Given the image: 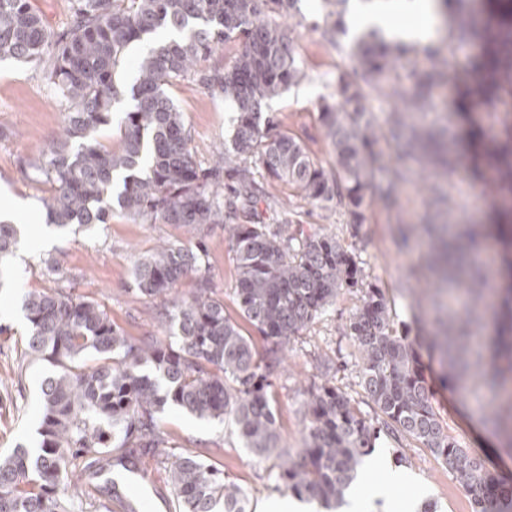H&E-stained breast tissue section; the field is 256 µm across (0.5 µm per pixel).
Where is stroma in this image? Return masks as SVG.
Listing matches in <instances>:
<instances>
[{
	"instance_id": "obj_1",
	"label": "stroma",
	"mask_w": 512,
	"mask_h": 512,
	"mask_svg": "<svg viewBox=\"0 0 512 512\" xmlns=\"http://www.w3.org/2000/svg\"><path fill=\"white\" fill-rule=\"evenodd\" d=\"M295 17L276 16V23L295 27L296 50L302 62L304 79L279 95L265 100L263 114L276 115L282 130L299 138L312 156L324 167H331L333 156L319 120L322 101H335L336 78L352 71V39L346 29H335L323 37L316 29L326 11L321 0H300ZM480 45H472L448 58V67L456 71L453 83L437 85L432 90L435 107L426 127L446 131L448 156L456 163L453 182L458 209L454 215L436 212L429 204L431 184L437 183L434 168L412 169L407 181L390 185V168L398 166L395 154H387L388 171L376 174L366 192L365 220L360 237H352L345 209H322L312 202L292 197L287 184L263 178L266 215L276 224L319 226L336 234L345 249L362 262L371 282L391 302L398 319L432 320L426 307H413L419 285L414 277L425 260L426 236L401 237L403 224H419L425 217L444 224H483L485 237L491 240L493 268L503 271L512 262V242L493 227L497 211L512 207V193L498 192L488 202L473 205L471 189L489 181L492 168L480 156H464L463 146L472 126H481L486 136L507 140L503 125L491 122L490 113H512V76L498 77L499 91L492 102H484L480 93ZM45 64H0V193L27 200L30 211L24 217L23 232L10 260L8 287H0V453L17 445L33 446L41 422V383L52 367L44 361L25 357L27 321L22 308L25 292L54 287L46 271L55 263L75 293L90 295L104 303L113 320L127 336L162 335L160 323L152 318L151 303L142 298L133 284L137 260L151 252L163 240H185L182 227L153 224L141 219L113 215L108 223L86 230L70 226L54 230L51 241H44V215L41 200L52 189L44 176L33 168L34 161L49 149L65 124V111L45 77ZM166 92L181 112L191 136V151L201 167H208L217 147L230 138L232 107L222 95L204 87L195 77L167 86ZM391 187L390 203L378 199L380 188ZM208 253L209 273L224 309L238 316L236 273L231 243L223 225L207 227L202 238ZM360 305L359 292L344 289L325 312L288 350V366L271 375L277 430L284 446L303 447L307 436L303 415L302 392L307 386L332 380L347 393L365 414H372L358 367L352 339L342 327ZM434 401L448 431L464 447L492 454L497 441L482 423L473 402L457 392L435 387ZM178 450H191L224 466V476L252 494L254 506L284 498L278 487L273 460L261 459L245 448L231 421L201 419L177 408H168L162 416ZM381 457L370 496L373 512H424L426 502H434L437 512H473L470 497L455 476L432 452L406 439L395 443L381 436L373 450ZM406 464H398V456ZM145 479H124L117 493L104 489L103 480L83 485L84 496L109 504L112 512H126L127 502L138 499L147 503L143 512H170L172 500L167 473L152 459H144ZM400 472L407 477L396 494H388L390 475Z\"/></svg>"
}]
</instances>
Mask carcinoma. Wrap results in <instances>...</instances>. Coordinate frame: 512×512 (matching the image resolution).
<instances>
[{"label":"carcinoma","instance_id":"cac0c4a2","mask_svg":"<svg viewBox=\"0 0 512 512\" xmlns=\"http://www.w3.org/2000/svg\"><path fill=\"white\" fill-rule=\"evenodd\" d=\"M299 0H74L76 28L52 38L30 0H0V60L48 62L46 77L65 106L61 138L40 166L54 185L42 207L56 226L76 223L87 229L119 212L152 223L178 224L197 235L222 224L231 241L241 315L261 334L257 355L251 337L224 313V300L212 286L202 247L164 242L139 259L134 283L140 296L157 300L156 318L168 324L174 340L155 336L133 340L112 322L108 309L63 288L25 294L27 354L53 371L42 381L39 441L19 445L0 457V512H84L74 481L76 461L84 460L88 481L101 473L98 462L127 472L142 458L170 464L169 485L175 512H251V494L224 479V471L192 451L172 456L173 439L160 414L176 406L200 418H229L238 437L255 455L273 459L280 487L325 509L345 500L379 429L408 437L429 449L459 479L473 512H512V482L485 458L461 446L448 433L433 401L422 351L440 357L439 383L463 397L499 391L481 418L512 455V288L499 293L495 314L496 357L486 360L470 337L487 325V282L473 250L484 227L460 224L450 241L436 224H404L402 236L428 235L422 295L438 313L448 310L452 291L465 306L439 318L427 341L394 327L392 305L366 282L364 268L336 237L300 224H270L259 210L263 193L255 178L262 169L288 183L293 195L324 209L347 208L352 236L363 228L367 178L385 168L375 149L391 139L421 168L438 166L451 176L455 167L437 134L411 124L406 114L425 112L429 89L451 78L446 58L432 53L431 70L412 72L414 93L389 80L406 52L381 32L371 30L353 49L354 75L337 78L336 98L320 106L336 166L328 171L295 136L278 129L261 111L264 100L305 77L292 31L267 19V13L298 11ZM463 14L448 32L453 54L470 34L496 25L488 39L493 75L512 66V0L487 5L482 0H441ZM241 51L222 69L199 70L197 63L226 43ZM137 44L147 51L135 63L126 90L119 74ZM191 74L233 105L230 142L209 168L191 154L190 135L164 86ZM378 89L400 104L390 111L388 128L373 115L365 87ZM129 93L128 108L117 116L114 104ZM117 123L121 148L98 141L101 128ZM494 166L512 171V140L487 147ZM233 183L219 192L221 176ZM17 230L0 222V260L16 248ZM194 282L183 296L176 288ZM355 288L361 305L345 324L357 348L362 387L376 416L363 414L338 387L324 382L305 392V447L292 454L280 446L273 409V367L281 355L329 306L338 292Z\"/></svg>","mask_w":512,"mask_h":512}]
</instances>
